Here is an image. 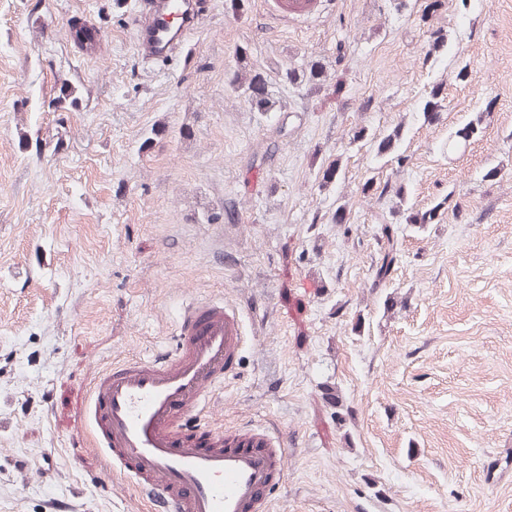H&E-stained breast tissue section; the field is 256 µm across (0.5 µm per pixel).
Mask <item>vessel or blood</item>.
<instances>
[{"instance_id":"b4317fda","label":"vessel or blood","mask_w":512,"mask_h":512,"mask_svg":"<svg viewBox=\"0 0 512 512\" xmlns=\"http://www.w3.org/2000/svg\"><path fill=\"white\" fill-rule=\"evenodd\" d=\"M271 2L284 17L318 10V0ZM170 9L169 0H148L135 32L141 54L163 58L177 48L165 23ZM179 329L173 350L115 361L98 378L89 405L95 439L153 512H264L287 469L285 443L205 422L246 343L239 311L221 299L193 301Z\"/></svg>"}]
</instances>
